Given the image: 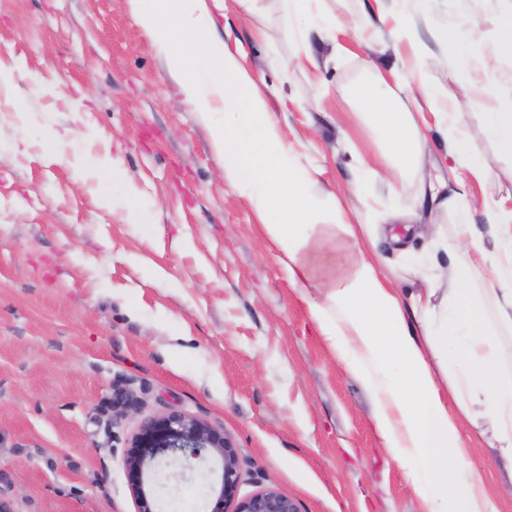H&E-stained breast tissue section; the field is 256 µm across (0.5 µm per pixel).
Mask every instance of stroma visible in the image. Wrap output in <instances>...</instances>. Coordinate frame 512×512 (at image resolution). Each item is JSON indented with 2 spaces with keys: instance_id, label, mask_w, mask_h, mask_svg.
Wrapping results in <instances>:
<instances>
[{
  "instance_id": "stroma-1",
  "label": "stroma",
  "mask_w": 512,
  "mask_h": 512,
  "mask_svg": "<svg viewBox=\"0 0 512 512\" xmlns=\"http://www.w3.org/2000/svg\"><path fill=\"white\" fill-rule=\"evenodd\" d=\"M388 0H310L285 18L281 0H220L214 36L238 54L278 121L283 138L321 189L337 195L353 223L375 224L371 249L399 267L398 288L417 287L404 255L427 239L380 222L385 183L355 192L372 160L370 132L357 118L356 87L372 65L403 71L407 41L377 53L352 31L330 39L314 21L379 14ZM512 0H430L405 22L424 45V77L457 119L477 129L482 114L451 74L437 25L481 33L485 74L512 97V57L497 49V18ZM313 59L294 64L296 44ZM0 64L14 85L0 90V501L9 512H135L122 451L141 418L180 410L222 429L241 458L239 496L273 486L302 512H420L406 472L379 443L373 400L319 336L300 289L288 283L276 247L250 201L228 186L165 57L136 23L130 0H0ZM60 85L32 95V79ZM24 115H17V101ZM86 113L91 137L66 159L49 160L44 138ZM425 162L407 176L400 204L420 224L450 227L451 212L420 206L421 181L455 187L456 163L431 113L417 117ZM27 140L25 152L13 149ZM111 151L140 201V223L101 201L98 178L78 184L75 164ZM495 174L470 181L473 219L484 206L512 210V162L473 142ZM129 391L139 413L117 417L112 399ZM472 469L497 512H512V482L486 443L470 446ZM159 512H210L221 481L218 458L161 468Z\"/></svg>"
}]
</instances>
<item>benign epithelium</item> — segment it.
Listing matches in <instances>:
<instances>
[{
    "label": "benign epithelium",
    "mask_w": 512,
    "mask_h": 512,
    "mask_svg": "<svg viewBox=\"0 0 512 512\" xmlns=\"http://www.w3.org/2000/svg\"><path fill=\"white\" fill-rule=\"evenodd\" d=\"M205 453L219 457L222 462V480L210 512H301L297 501L273 487L237 499L241 481L238 449L224 430L177 410L142 419L127 442L121 465L135 512H156L155 497L146 481L156 477L160 457L199 458Z\"/></svg>",
    "instance_id": "7a95c632"
}]
</instances>
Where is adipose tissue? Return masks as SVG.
I'll return each mask as SVG.
<instances>
[{
  "label": "adipose tissue",
  "mask_w": 512,
  "mask_h": 512,
  "mask_svg": "<svg viewBox=\"0 0 512 512\" xmlns=\"http://www.w3.org/2000/svg\"><path fill=\"white\" fill-rule=\"evenodd\" d=\"M134 7L139 26L164 51L169 75L210 131L224 161V180L253 204L275 243L289 283L313 289L310 319L337 351L347 370L371 392L374 429L384 448L405 469L424 512H494L481 477L467 462L465 425H483L498 464L512 475V225L489 214L486 228L470 223L466 190L444 194L442 180L422 196L437 210L455 211L454 239L434 228L435 241L460 250L449 268L425 277L422 288L402 295L395 274L365 248L369 225L349 223L334 194L321 190L283 139L280 127L240 58L213 37L214 19L205 0H151ZM473 19L466 35L439 27L434 39L452 53L465 93H476L483 112L478 131L449 121L448 105L427 88L419 70L388 83L374 68L360 96L389 185L417 166L423 149L407 104L422 98L434 115L443 143L478 179L492 167L471 151L474 137L493 142L512 161V102L495 99L489 86H475L483 67ZM197 36V58L175 48ZM251 128L241 138L232 116Z\"/></svg>",
  "instance_id": "ef3b65f1"
}]
</instances>
